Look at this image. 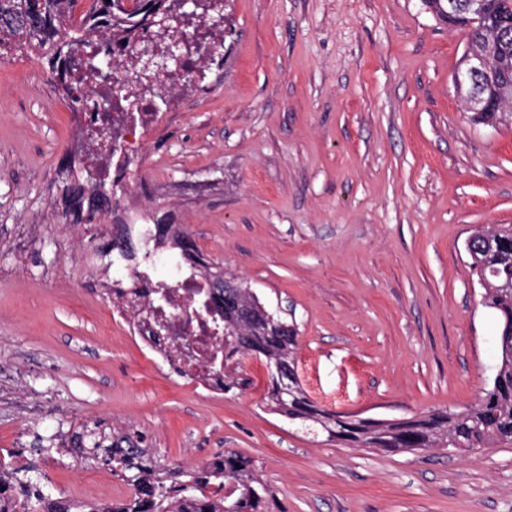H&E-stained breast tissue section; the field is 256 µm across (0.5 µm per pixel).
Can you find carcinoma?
I'll use <instances>...</instances> for the list:
<instances>
[{"label":"carcinoma","instance_id":"cac0c4a2","mask_svg":"<svg viewBox=\"0 0 512 512\" xmlns=\"http://www.w3.org/2000/svg\"><path fill=\"white\" fill-rule=\"evenodd\" d=\"M76 0H0V48L11 45L47 58L60 74L59 89L67 97L91 80L87 67L72 68L73 53L86 45L91 28L105 27L130 41L138 29L151 28L167 41L181 36L174 28L155 26L151 18L167 8L170 0H89L80 23L73 22ZM497 25L470 34L471 50L494 63L507 65L512 79V0H490ZM140 80L117 88L119 101L138 110ZM493 245L477 239L468 256L473 274L488 282L484 305L500 320L512 315V225L497 228ZM259 300L247 288L226 292L224 308V367L238 368L245 356L260 354L270 363L280 362L288 371L292 395L279 399L278 383L272 382L267 406L290 420L318 424L328 437L360 448L396 452L401 448H452L470 452L496 444L512 443V339L500 341V361L479 402L465 410H430L415 418L387 424L378 419L357 421L319 408L299 385L294 365L296 329L278 317L257 318L237 324L236 307ZM92 459L112 466V474L131 489V497L112 504L110 512H286L252 461L234 451L215 456L206 467L191 471L167 468L135 432L112 431L94 440ZM224 484V499L202 494L209 482Z\"/></svg>","mask_w":512,"mask_h":512}]
</instances>
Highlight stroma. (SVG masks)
I'll use <instances>...</instances> for the list:
<instances>
[{"instance_id": "stroma-1", "label": "stroma", "mask_w": 512, "mask_h": 512, "mask_svg": "<svg viewBox=\"0 0 512 512\" xmlns=\"http://www.w3.org/2000/svg\"><path fill=\"white\" fill-rule=\"evenodd\" d=\"M224 52L148 146L159 223L189 227L210 262L294 323L295 369L318 406L408 419L474 406L499 357V320L467 240L512 225V122L470 120L454 74L461 33L421 0H225ZM70 101L41 55L0 56V361L22 393L63 406L43 437L111 420L165 463L250 458L285 512H512V443L467 455L346 445L245 388L204 396L116 324L52 201L70 165ZM53 494L129 493L97 461L42 454Z\"/></svg>"}]
</instances>
